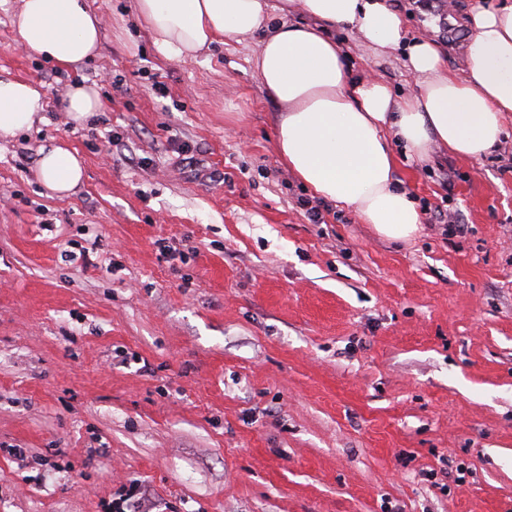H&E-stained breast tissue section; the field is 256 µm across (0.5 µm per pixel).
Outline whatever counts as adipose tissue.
<instances>
[{"instance_id":"ef3b65f1","label":"adipose tissue","mask_w":512,"mask_h":512,"mask_svg":"<svg viewBox=\"0 0 512 512\" xmlns=\"http://www.w3.org/2000/svg\"><path fill=\"white\" fill-rule=\"evenodd\" d=\"M136 18L159 51L182 61L215 41L263 33L255 67L281 108L280 160L317 197L394 240L414 238L421 224L396 185V147L422 160L435 145L479 159L498 149L512 118V0L472 8L460 76L433 41L407 39L388 0H136ZM14 24L20 49L64 68H78L99 48L100 24L85 0H23ZM339 28L356 30L374 57L403 50L412 92L397 96L380 77H355L333 37ZM43 109L32 82L0 79V140L31 130ZM37 168L59 197L84 178L80 159L60 145L39 147Z\"/></svg>"}]
</instances>
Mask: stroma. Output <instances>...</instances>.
Here are the masks:
<instances>
[{
    "label": "stroma",
    "mask_w": 512,
    "mask_h": 512,
    "mask_svg": "<svg viewBox=\"0 0 512 512\" xmlns=\"http://www.w3.org/2000/svg\"><path fill=\"white\" fill-rule=\"evenodd\" d=\"M390 2L463 72L474 0ZM86 5L100 49L68 70L18 48L0 0V79L45 102L0 142V512H105L133 481L168 512H512V122L480 160L398 158L462 231L388 239L337 205L314 224L258 38L170 60L135 0ZM336 42L411 92L402 51ZM81 77L102 109L77 127ZM51 142L83 163L67 197L37 175Z\"/></svg>",
    "instance_id": "35a3bbf8"
}]
</instances>
